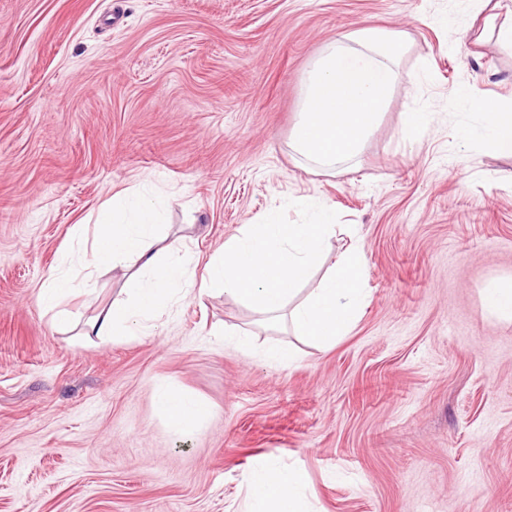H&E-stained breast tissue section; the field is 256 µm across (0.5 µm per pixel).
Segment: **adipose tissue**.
<instances>
[{"mask_svg": "<svg viewBox=\"0 0 512 512\" xmlns=\"http://www.w3.org/2000/svg\"><path fill=\"white\" fill-rule=\"evenodd\" d=\"M404 51L399 35L372 29L344 33L327 43L303 73L291 151L321 171L352 165L402 78ZM467 105L482 115L473 137L512 156V100L471 99ZM292 205L308 215L307 223L286 224L278 211H267L258 223L242 225L199 265L188 255L160 248L161 212L143 188H135L98 210L92 242L74 237L49 271L39 298L60 325H67L64 300L92 287V276L84 271L90 253L96 264L125 273L119 296L87 325L88 335L101 343L151 334L169 307L186 295L223 294L263 320L284 323L309 343L333 346L359 320L366 299L365 256L358 248L349 249L316 287H307L336 226L332 212L313 197L294 198ZM156 407L183 434L193 431L205 413L198 400L164 386ZM244 481L251 512H301L300 477L293 470L269 460L249 470Z\"/></svg>", "mask_w": 512, "mask_h": 512, "instance_id": "ef3b65f1", "label": "adipose tissue"}]
</instances>
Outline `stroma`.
<instances>
[{
    "instance_id": "obj_1",
    "label": "stroma",
    "mask_w": 512,
    "mask_h": 512,
    "mask_svg": "<svg viewBox=\"0 0 512 512\" xmlns=\"http://www.w3.org/2000/svg\"><path fill=\"white\" fill-rule=\"evenodd\" d=\"M362 28L402 33L403 79L356 167L303 169L302 75ZM461 90L512 99V47L470 0H0V512H248L268 459L300 474L304 512H512V322L483 303L512 279V157L463 143L482 117ZM410 109L430 122L407 139ZM138 185L203 259L322 200L358 229L330 251L364 253L356 326L330 348L261 329L246 354L224 330L249 308L188 297L104 345L86 324L124 281L105 268L55 326L38 291L73 226ZM289 340L299 363L264 359ZM162 385L204 405L192 433Z\"/></svg>"
}]
</instances>
